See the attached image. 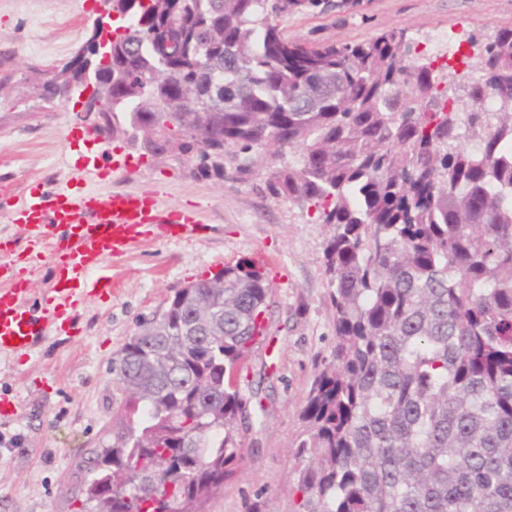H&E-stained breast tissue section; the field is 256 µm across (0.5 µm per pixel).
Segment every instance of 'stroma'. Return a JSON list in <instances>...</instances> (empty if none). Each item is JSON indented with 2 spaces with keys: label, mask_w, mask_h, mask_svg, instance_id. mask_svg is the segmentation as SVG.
<instances>
[{
  "label": "stroma",
  "mask_w": 512,
  "mask_h": 512,
  "mask_svg": "<svg viewBox=\"0 0 512 512\" xmlns=\"http://www.w3.org/2000/svg\"><path fill=\"white\" fill-rule=\"evenodd\" d=\"M100 11L99 0H0V196L28 187L64 184L72 192H154L161 206L187 205L202 231L187 240L149 235L132 244L101 274L107 288L87 293L69 333H49L25 354L0 355V394L19 402L17 417L0 418V512H76L71 498L76 465L108 443L119 391L113 357L174 293L227 265L263 254L273 288L267 333L246 356L243 387L252 429L243 432L242 469L224 484L207 512H295L299 502L291 448L315 368L334 342V309L324 272L329 224L261 193L234 173L197 178L172 155L146 157L120 139L92 145L95 117L78 100L47 101L30 92L35 71L69 60ZM512 28V0H362L349 11L328 7L292 16L289 36L353 43L386 30H405L427 45L435 30L451 33L461 55L477 59L478 43ZM126 156L113 168V154ZM112 171L102 180L100 169ZM19 225L0 212V264L35 306L54 284L50 247L39 260Z\"/></svg>",
  "instance_id": "1"
}]
</instances>
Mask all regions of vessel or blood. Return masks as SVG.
<instances>
[{
    "mask_svg": "<svg viewBox=\"0 0 512 512\" xmlns=\"http://www.w3.org/2000/svg\"><path fill=\"white\" fill-rule=\"evenodd\" d=\"M11 223L29 239L48 240L62 259L52 303L35 308L18 284L0 289V355L30 350L49 332H63L65 309L76 308L93 275L123 255L147 227L163 224L170 236L188 238L199 222L194 211L163 208L152 193L75 195L58 188H29L11 206Z\"/></svg>",
    "mask_w": 512,
    "mask_h": 512,
    "instance_id": "b4317fda",
    "label": "vessel or blood"
}]
</instances>
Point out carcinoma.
I'll return each mask as SVG.
<instances>
[{
	"label": "carcinoma",
	"mask_w": 512,
	"mask_h": 512,
	"mask_svg": "<svg viewBox=\"0 0 512 512\" xmlns=\"http://www.w3.org/2000/svg\"><path fill=\"white\" fill-rule=\"evenodd\" d=\"M98 129L194 175L260 177L334 225V345L300 411L296 512H512V28L448 96L401 31L291 39L324 0H106ZM177 22L173 53L161 31ZM498 101L486 110V97ZM125 115V125L116 114ZM272 289L246 260L175 292L112 359V443L77 468V512H205L244 461L242 361Z\"/></svg>",
	"instance_id": "obj_1"
}]
</instances>
